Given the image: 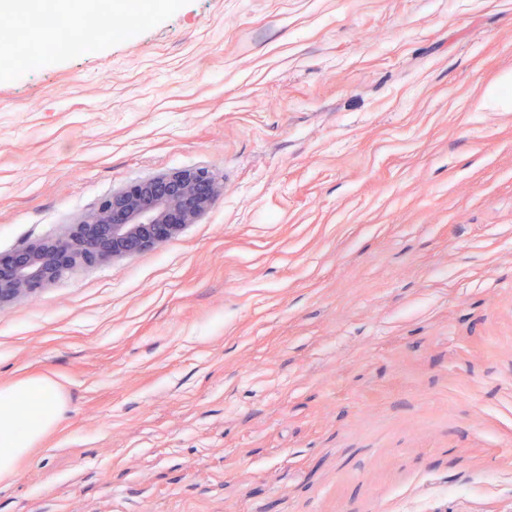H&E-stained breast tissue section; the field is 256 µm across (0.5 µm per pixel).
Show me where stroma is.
<instances>
[{"label": "stroma", "instance_id": "obj_1", "mask_svg": "<svg viewBox=\"0 0 512 512\" xmlns=\"http://www.w3.org/2000/svg\"><path fill=\"white\" fill-rule=\"evenodd\" d=\"M129 3L0 63V257L224 191L0 312L67 400L0 512H512V0ZM223 191L206 170H178L113 193L57 238L14 251L0 267V310L54 282L65 269L132 258L177 236Z\"/></svg>", "mask_w": 512, "mask_h": 512}]
</instances>
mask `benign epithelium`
I'll return each instance as SVG.
<instances>
[{
	"label": "benign epithelium",
	"instance_id": "obj_1",
	"mask_svg": "<svg viewBox=\"0 0 512 512\" xmlns=\"http://www.w3.org/2000/svg\"><path fill=\"white\" fill-rule=\"evenodd\" d=\"M223 191L206 170H178L113 193L62 235L14 251L0 266V310L54 282L68 268L132 258L177 236Z\"/></svg>",
	"mask_w": 512,
	"mask_h": 512
}]
</instances>
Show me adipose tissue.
I'll list each match as a JSON object with an SVG mask.
<instances>
[{
	"mask_svg": "<svg viewBox=\"0 0 512 512\" xmlns=\"http://www.w3.org/2000/svg\"><path fill=\"white\" fill-rule=\"evenodd\" d=\"M65 409L62 385L49 376L0 389V480L16 476L20 460L58 426Z\"/></svg>",
	"mask_w": 512,
	"mask_h": 512,
	"instance_id": "adipose-tissue-1",
	"label": "adipose tissue"
}]
</instances>
